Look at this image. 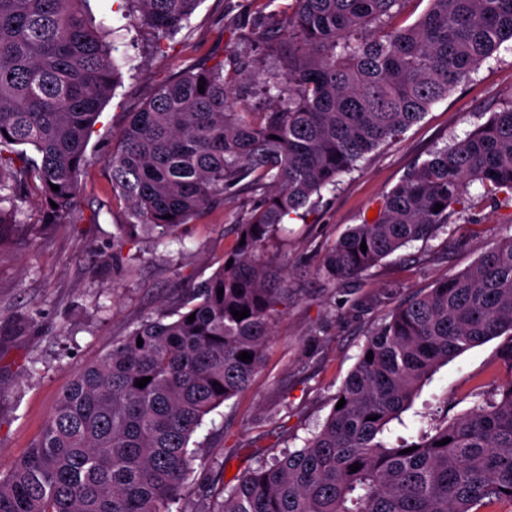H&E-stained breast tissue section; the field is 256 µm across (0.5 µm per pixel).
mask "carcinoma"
Listing matches in <instances>:
<instances>
[{
  "label": "carcinoma",
  "mask_w": 512,
  "mask_h": 512,
  "mask_svg": "<svg viewBox=\"0 0 512 512\" xmlns=\"http://www.w3.org/2000/svg\"><path fill=\"white\" fill-rule=\"evenodd\" d=\"M84 2L0 0V192H37L53 224L77 219L88 132L117 80L106 32L86 21ZM125 2L159 50L200 0ZM293 2L283 19L292 44L278 72L226 75L222 61L189 71L160 85L119 132L105 165L134 221L116 225L114 265L140 232L179 241L182 224L250 176L270 180V189L241 225L231 267L74 377L29 453L0 472V512H172L193 473L192 436L249 385L275 335L283 271L264 262V250L279 224L512 42V0H428L406 26L410 0ZM251 38L276 46L266 25ZM241 80L270 107L257 112L239 99ZM476 182L512 208V105L414 167L374 219L324 254L321 270L340 284L436 237L469 210ZM245 309L248 317H233ZM505 332L512 336V236L396 308L368 335L336 395L343 407L303 447L226 486L221 512H490L512 504V378L415 441L390 447L385 435L440 365ZM244 351L252 361L239 359Z\"/></svg>",
  "instance_id": "carcinoma-1"
}]
</instances>
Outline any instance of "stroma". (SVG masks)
<instances>
[{"mask_svg": "<svg viewBox=\"0 0 512 512\" xmlns=\"http://www.w3.org/2000/svg\"><path fill=\"white\" fill-rule=\"evenodd\" d=\"M274 0L259 11L255 0H202L163 50L147 30L134 28L125 0H89L95 21L112 32L120 77L105 102L86 149L74 224H50L36 194L16 201L0 233V468L25 457L60 394L75 373L106 353L141 320L156 316L207 279L239 244L238 226L268 191L242 181L178 230L169 246L138 236L112 264V235L130 221L112 191L104 164L129 113L142 108L165 81L206 60L240 57L249 70L274 69L276 60L250 42L252 27L271 22ZM512 103V44L504 43L396 142L379 147L311 197L306 219L285 224L279 244L265 253L287 271L281 282L276 334L249 386L205 419L193 437L195 473L183 491L184 512H220L226 472H245L259 461L298 448L323 426L334 398L354 369L368 333L414 293L464 271L501 238L512 235V214L472 185L474 203L463 219L436 238L417 241L384 258L360 277L337 285L320 258L430 153L461 139L492 113ZM512 337L479 343L441 366L420 389L391 439L457 417L484 393L512 378L501 352Z\"/></svg>", "mask_w": 512, "mask_h": 512, "instance_id": "1", "label": "stroma"}]
</instances>
